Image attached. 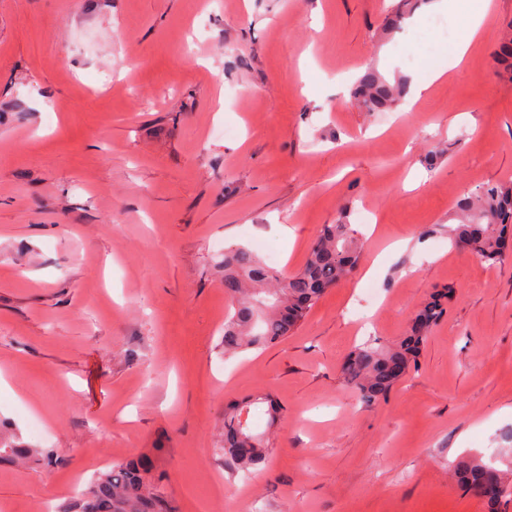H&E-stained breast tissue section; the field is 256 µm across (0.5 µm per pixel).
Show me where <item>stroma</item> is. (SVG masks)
I'll return each instance as SVG.
<instances>
[{
	"instance_id": "obj_1",
	"label": "stroma",
	"mask_w": 512,
	"mask_h": 512,
	"mask_svg": "<svg viewBox=\"0 0 512 512\" xmlns=\"http://www.w3.org/2000/svg\"><path fill=\"white\" fill-rule=\"evenodd\" d=\"M469 2L387 32L399 0H0V512L75 502L140 454L181 512H512L454 473L492 457L512 484V258L446 232L460 196L512 180V0L429 80ZM369 70L428 89L369 112ZM339 222L363 237L349 279L225 355V249L274 247L289 274ZM443 289L417 367L363 404L348 354ZM257 396L279 417L257 415L271 453L244 474L218 446Z\"/></svg>"
}]
</instances>
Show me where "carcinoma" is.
<instances>
[{"label":"carcinoma","instance_id":"1","mask_svg":"<svg viewBox=\"0 0 512 512\" xmlns=\"http://www.w3.org/2000/svg\"><path fill=\"white\" fill-rule=\"evenodd\" d=\"M402 89L373 72L364 74L357 98L369 112L396 105ZM458 223L448 238L466 246L481 262L502 264L512 256V183L488 185L456 205ZM362 243L349 224H327L310 247L303 265L278 276L245 247L224 251V294L231 310L224 320V352L260 349L295 330L326 290L352 272ZM449 293L432 297L411 320L405 336L393 345L366 342L356 347L342 366L345 381L366 403L385 397L417 364L421 344L445 313ZM267 405L269 421L278 410L265 397L232 404L224 411V455L244 471L257 470L270 449L253 427L254 408ZM461 483L475 494L496 501L509 490L499 469L480 460L456 465ZM57 512H177L173 501L151 475L146 460L126 462L100 472L76 507Z\"/></svg>","mask_w":512,"mask_h":512}]
</instances>
